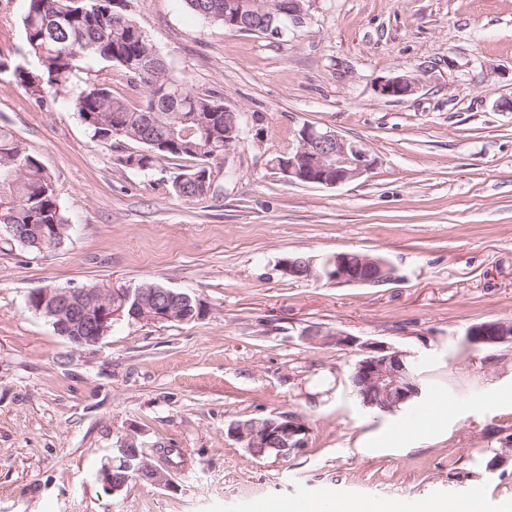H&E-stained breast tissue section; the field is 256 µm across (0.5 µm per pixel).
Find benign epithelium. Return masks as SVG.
I'll return each mask as SVG.
<instances>
[{"instance_id":"benign-epithelium-1","label":"benign epithelium","mask_w":512,"mask_h":512,"mask_svg":"<svg viewBox=\"0 0 512 512\" xmlns=\"http://www.w3.org/2000/svg\"><path fill=\"white\" fill-rule=\"evenodd\" d=\"M235 17L243 14L265 15L268 31L278 37L288 35L303 25L308 14L301 0H235L231 5ZM418 88L408 75L383 77L375 85L376 93L385 98H402ZM241 128L237 113L224 119V157L239 148ZM378 161L360 143L348 140L331 129L302 126L288 145V150L274 160L275 169L290 183L337 187L368 175ZM285 277L326 280L336 285H380L398 280L396 268L386 259L350 252L328 256L316 267L303 258H286L279 263ZM30 308L47 318L56 333L76 346L100 344L112 326V320L125 315L142 321L186 322L204 315L200 300L186 292L155 286L133 291L107 288H37L29 298ZM309 339L325 344L357 348L349 382L366 407L380 412H394L418 398L422 387L416 371V359L409 352L384 342H362L341 332L310 329ZM474 346L512 344V322L488 321L470 326L465 333ZM309 427L294 413H278L233 423L228 435L244 444L255 457L275 455L286 458L307 447ZM111 494L121 493L132 480L145 481L165 489L174 488L170 466L151 462L134 438L121 441L97 474Z\"/></svg>"}]
</instances>
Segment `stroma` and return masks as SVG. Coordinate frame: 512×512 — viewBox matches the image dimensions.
Returning <instances> with one entry per match:
<instances>
[{
	"label": "stroma",
	"instance_id": "1",
	"mask_svg": "<svg viewBox=\"0 0 512 512\" xmlns=\"http://www.w3.org/2000/svg\"><path fill=\"white\" fill-rule=\"evenodd\" d=\"M168 69L235 106L247 139L215 161L219 189L178 198L179 159L119 164L139 144L93 141L68 102L41 107L13 76L35 69L22 19L0 0V128L56 178L70 229L32 252L0 239V512H322L379 504L512 499V344L472 348L475 323L512 320V0H307L288 38L207 23L184 0H133ZM411 75L414 94L378 96ZM363 143L376 168L334 188L284 181L271 159L302 126ZM377 255L400 279L336 286L283 277L281 259ZM147 282L206 307L188 322L124 317L96 346L32 311L37 287L132 290ZM342 332L415 354L423 394L366 408L356 349L305 341ZM303 416L308 446L257 458L233 423ZM162 460L175 486L106 492L97 471L122 438ZM417 88V80L408 75L383 77L375 85L376 93L385 98L406 97L413 94Z\"/></svg>",
	"mask_w": 512,
	"mask_h": 512
}]
</instances>
